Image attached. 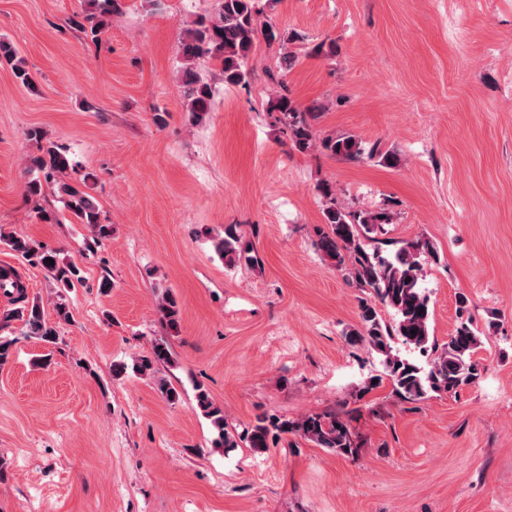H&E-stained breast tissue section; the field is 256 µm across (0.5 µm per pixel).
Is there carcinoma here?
Wrapping results in <instances>:
<instances>
[{"label":"carcinoma","instance_id":"1","mask_svg":"<svg viewBox=\"0 0 512 512\" xmlns=\"http://www.w3.org/2000/svg\"><path fill=\"white\" fill-rule=\"evenodd\" d=\"M259 16L256 0H218L213 16L198 19L194 27L183 32V76L190 111L207 112L211 102L210 86L194 69L197 59L209 56L220 61L224 82L237 85L249 75V60L258 35L265 36L270 42L283 40L272 26L262 25ZM1 57L12 62L15 76L22 83H30L22 60L16 58L14 50L5 41H0ZM273 110L277 112L278 122L291 132L297 149L304 151L315 146L317 136L313 127L305 112L288 94H277ZM322 144L338 156L359 158L364 154V148L352 136L326 138ZM40 151L41 155L34 157L32 164L43 173L44 179L29 181L28 195L39 198L44 193V186L57 187L68 197L67 207L77 222L92 225L96 239L108 238L111 228L100 222L96 198L61 181L69 167L67 157L51 146H42ZM319 190L325 199V208L324 226L317 229V250L336 267H349L356 282L373 296L371 301H361L358 326L346 332L349 342L353 345L361 343L380 357L383 374L390 381L392 392L406 402H419L433 394H456L475 383L481 376L475 356L482 347L483 336L473 327L470 318L464 317L467 302L464 295L458 296V325L448 342L441 345L431 334L430 298L422 288V280L425 263L435 257L432 243L418 237L403 242L389 257L370 253L366 242L375 240L384 225L393 223L392 213L381 209L352 214L336 202V193L329 185L323 184ZM0 241L18 257L43 267L60 288H71L81 280L80 270L74 263L59 262L55 251L39 243L14 236L1 237ZM215 250L230 267L242 260L258 262L257 257L251 255L250 244L233 225L224 227V237L215 243ZM0 288L4 294L13 296V307L0 313L1 323L19 321L26 335L47 346L58 343L60 324L70 321V312L64 302L56 304V320L51 321L46 318L40 301L29 297L23 286L6 271L0 273ZM383 308L393 313V321L388 322L382 317ZM157 311L168 330L178 331L180 308L171 295L159 299ZM399 343L425 356L426 365L421 366L402 356L396 348ZM170 363L172 353L167 343L160 340L153 345L150 355L133 360L132 365H114L113 374L117 377L130 369L147 376L155 373V366ZM196 400L198 408L211 420L218 433L215 440L218 447L237 448L242 442L263 452L269 447V440L293 434L342 456H353L358 450L348 423L334 414L311 413L292 420L265 415L235 437L225 427L224 410L200 387Z\"/></svg>","mask_w":512,"mask_h":512}]
</instances>
